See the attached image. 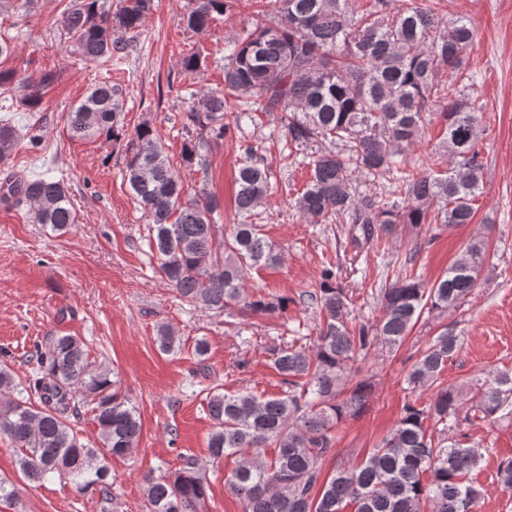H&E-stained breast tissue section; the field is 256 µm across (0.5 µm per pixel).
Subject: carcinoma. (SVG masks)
Returning a JSON list of instances; mask_svg holds the SVG:
<instances>
[{"mask_svg":"<svg viewBox=\"0 0 512 512\" xmlns=\"http://www.w3.org/2000/svg\"><path fill=\"white\" fill-rule=\"evenodd\" d=\"M236 2L189 0L180 21L200 33ZM157 6V0H120L115 8L112 0H70L60 23L79 60L109 62L131 45L124 35L139 30ZM473 37L465 17L440 27L436 0H266L252 28L229 45L224 91L186 112L198 132L197 140L184 144L182 164L192 166L207 139L224 137L227 110L238 128L258 112H277L288 142L303 147L322 138L335 145L310 156V180L295 201L307 222L345 218L366 240L396 224H470L484 182V104L466 66ZM54 80L50 72L34 78L0 69V98L9 101L20 82L27 90L20 104L36 112ZM123 105L121 85L100 84L71 107L68 123L79 138L126 140L123 178L150 223L149 245L157 249L161 276L201 309L246 317L284 311L288 298L270 300L243 285L246 270L281 261L275 244L248 222L275 190L268 168L256 159L257 148L239 146L234 210L240 222L218 248L217 198L202 187L182 199L179 168L149 124L126 136L119 121ZM435 121L442 126L439 147L452 164L444 176L417 171L408 158L425 125ZM15 143L14 126L1 120L0 161ZM359 171L389 176L388 200L355 198L350 177ZM2 200L28 204L36 223L56 231L75 223L59 181L7 180L0 185ZM485 253V244H467L431 286L414 269H402L380 289L383 315L374 325L348 318L347 297L332 269H324L316 288L302 292L321 314L314 347L270 348L272 368L286 390L268 397L219 388L207 393L209 463L236 458L225 487L242 500L244 512H422L425 504L431 512H477L481 491L469 474L481 449L445 433L464 422L509 417L512 368L489 372L467 392L439 383L461 345L446 327L406 375L402 415L381 443L356 463L327 473L323 465L333 456L330 430L364 413L373 393L372 379L355 377L351 363L373 348L388 354L399 349L423 313L439 316L460 307L473 294ZM157 340L165 352L180 346L168 327L158 330ZM37 365L24 382L0 365V434L14 443L26 479H66L77 493L94 490L112 505L111 461L137 448L140 413L119 391L112 369L90 359L79 336L54 337L37 354ZM430 387L432 396L423 404L420 391ZM88 406L98 427L97 447L72 426ZM208 488L206 465L188 458L174 472L145 477V508L199 512Z\"/></svg>","mask_w":512,"mask_h":512,"instance_id":"cac0c4a2","label":"carcinoma"}]
</instances>
